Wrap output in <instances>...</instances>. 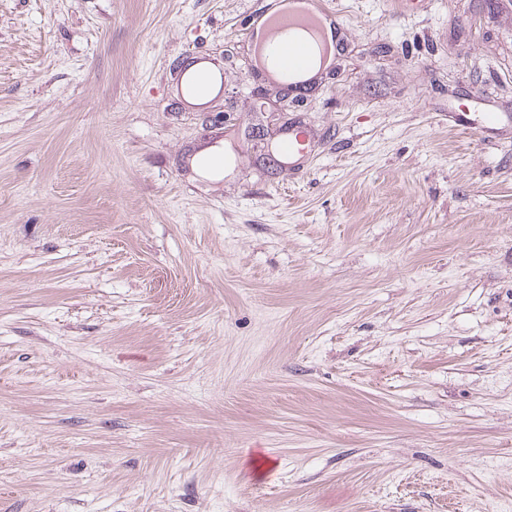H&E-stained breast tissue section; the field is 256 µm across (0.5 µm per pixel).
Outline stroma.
<instances>
[{"mask_svg": "<svg viewBox=\"0 0 512 512\" xmlns=\"http://www.w3.org/2000/svg\"><path fill=\"white\" fill-rule=\"evenodd\" d=\"M269 5L0 0V512H512V0ZM286 11L276 13L279 5L265 14L261 22L255 19L249 26V36L252 41H268L271 54L276 66L283 74L291 75L303 73L310 57L315 53L319 44L321 23L319 15L326 12L319 5L318 0H290ZM325 16V15H324ZM306 31L308 36L298 34Z\"/></svg>", "mask_w": 512, "mask_h": 512, "instance_id": "obj_1", "label": "stroma"}]
</instances>
